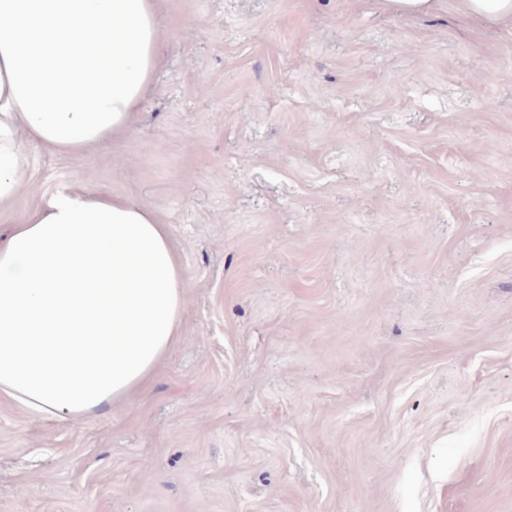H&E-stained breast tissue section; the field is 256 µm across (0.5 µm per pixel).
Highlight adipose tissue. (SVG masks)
I'll use <instances>...</instances> for the list:
<instances>
[{
  "label": "adipose tissue",
  "instance_id": "adipose-tissue-1",
  "mask_svg": "<svg viewBox=\"0 0 512 512\" xmlns=\"http://www.w3.org/2000/svg\"><path fill=\"white\" fill-rule=\"evenodd\" d=\"M154 0H0V202L28 151L76 154L134 124ZM187 280L168 225L58 191L0 237V399L46 420L127 401L181 338Z\"/></svg>",
  "mask_w": 512,
  "mask_h": 512
}]
</instances>
